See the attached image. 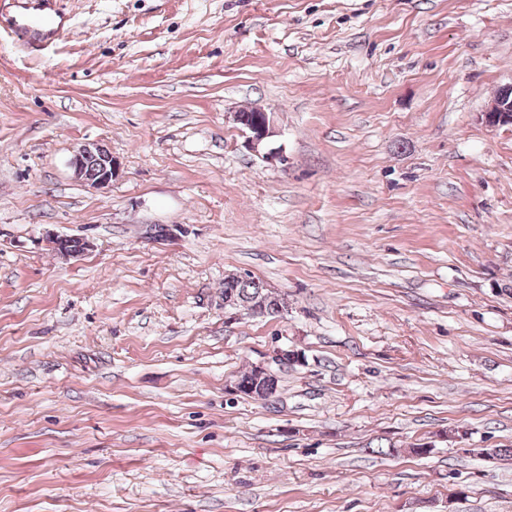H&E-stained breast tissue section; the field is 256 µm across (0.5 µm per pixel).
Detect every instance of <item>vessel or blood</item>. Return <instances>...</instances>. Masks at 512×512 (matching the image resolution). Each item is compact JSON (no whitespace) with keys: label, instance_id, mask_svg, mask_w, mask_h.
Wrapping results in <instances>:
<instances>
[{"label":"vessel or blood","instance_id":"b4317fda","mask_svg":"<svg viewBox=\"0 0 512 512\" xmlns=\"http://www.w3.org/2000/svg\"><path fill=\"white\" fill-rule=\"evenodd\" d=\"M66 21L57 0H0V32L23 52H38L53 44Z\"/></svg>","mask_w":512,"mask_h":512}]
</instances>
